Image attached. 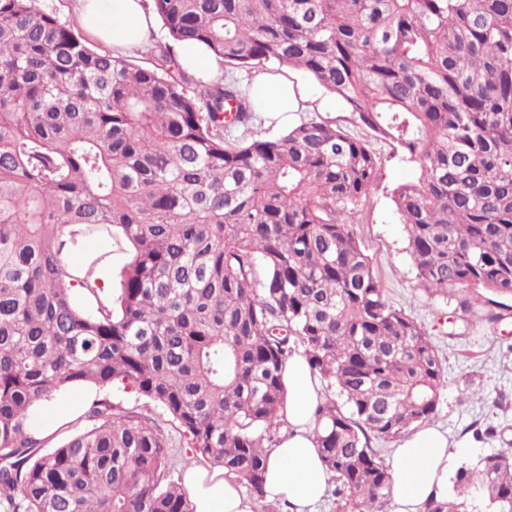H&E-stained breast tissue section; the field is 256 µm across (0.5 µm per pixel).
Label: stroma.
<instances>
[{"instance_id":"stroma-1","label":"stroma","mask_w":512,"mask_h":512,"mask_svg":"<svg viewBox=\"0 0 512 512\" xmlns=\"http://www.w3.org/2000/svg\"><path fill=\"white\" fill-rule=\"evenodd\" d=\"M381 158L377 187L358 207L354 227L383 284L389 302L414 317L437 347L443 385L432 424L447 429L450 469L512 444V308L481 303L461 310V296H434L420 285L407 252L406 235L392 202L416 167L372 142ZM495 436H487V428Z\"/></svg>"}]
</instances>
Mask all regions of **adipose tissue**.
Segmentation results:
<instances>
[{"instance_id":"ef3b65f1","label":"adipose tissue","mask_w":512,"mask_h":512,"mask_svg":"<svg viewBox=\"0 0 512 512\" xmlns=\"http://www.w3.org/2000/svg\"><path fill=\"white\" fill-rule=\"evenodd\" d=\"M81 19L90 21L91 32L113 53L141 46L156 29V18L142 0H75ZM250 97L259 112H294L307 95L285 77L259 74L251 82ZM64 252L71 259L66 271L74 289L97 285L100 299H107L112 266L88 270V248L79 226L65 227ZM286 395L282 415L287 431L267 450L264 482L266 499L281 502L285 512H316L328 484L314 429L315 408L323 391L303 354L293 355L284 371ZM97 392L89 385L68 398L52 396L35 410L42 436L81 414L86 400ZM390 472L393 477L391 512H422L424 503L448 495V435L430 426L415 432L395 448ZM194 512H253L254 503L236 481L223 471L191 467L182 478Z\"/></svg>"}]
</instances>
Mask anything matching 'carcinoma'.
I'll list each match as a JSON object with an SVG mask.
<instances>
[{"instance_id":"obj_1","label":"carcinoma","mask_w":512,"mask_h":512,"mask_svg":"<svg viewBox=\"0 0 512 512\" xmlns=\"http://www.w3.org/2000/svg\"><path fill=\"white\" fill-rule=\"evenodd\" d=\"M38 3L0 0V512H194L168 423L264 500L299 346L332 390L315 434L336 502L382 512L392 477L371 441L428 421L443 375L353 228L381 158L320 118L227 138L249 95L232 78L189 94L173 46L302 70L399 149L419 170L392 192L417 278L465 309L512 299V0H152L169 42L150 67ZM68 224L98 262L130 246L112 308L67 286ZM84 384L144 403L97 395L86 428L39 453L52 438L32 409ZM423 512H512V448L461 463Z\"/></svg>"}]
</instances>
